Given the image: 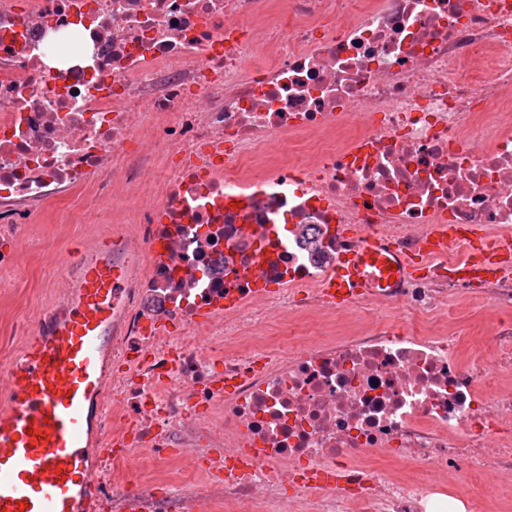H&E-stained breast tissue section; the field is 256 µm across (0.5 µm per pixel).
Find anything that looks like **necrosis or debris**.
Instances as JSON below:
<instances>
[{
    "instance_id": "4bbe7bcc",
    "label": "necrosis or debris",
    "mask_w": 512,
    "mask_h": 512,
    "mask_svg": "<svg viewBox=\"0 0 512 512\" xmlns=\"http://www.w3.org/2000/svg\"><path fill=\"white\" fill-rule=\"evenodd\" d=\"M82 184L126 270L86 463L112 512H483L512 484V321L469 362L442 274L321 291L375 232L512 240V0H0V273ZM188 460L191 490L101 476Z\"/></svg>"
}]
</instances>
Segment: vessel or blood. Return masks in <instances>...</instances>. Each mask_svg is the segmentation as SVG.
<instances>
[{"instance_id": "vessel-or-blood-1", "label": "vessel or blood", "mask_w": 512, "mask_h": 512, "mask_svg": "<svg viewBox=\"0 0 512 512\" xmlns=\"http://www.w3.org/2000/svg\"><path fill=\"white\" fill-rule=\"evenodd\" d=\"M457 243L465 256L448 267L449 281H494L512 266V249L454 224L433 225L422 250L409 254L369 239L341 253L323 281L336 306L369 286L424 273L433 255ZM124 280L112 264V242L81 259L65 313L33 338L9 365V403L0 410V512H101L103 499L87 480L85 458L99 447L98 397L112 354V307Z\"/></svg>"}]
</instances>
